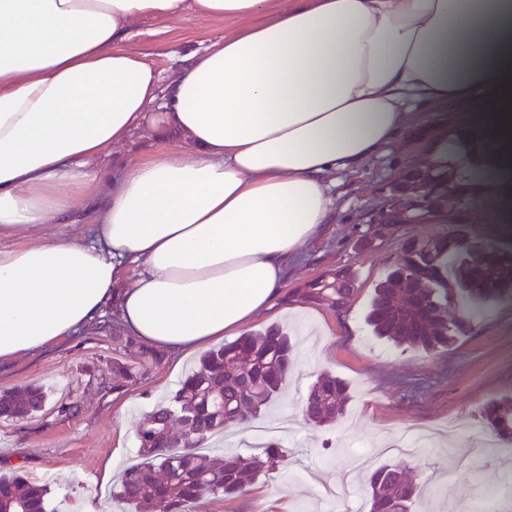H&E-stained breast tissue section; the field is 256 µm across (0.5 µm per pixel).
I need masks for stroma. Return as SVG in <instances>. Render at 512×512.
<instances>
[{
    "mask_svg": "<svg viewBox=\"0 0 512 512\" xmlns=\"http://www.w3.org/2000/svg\"><path fill=\"white\" fill-rule=\"evenodd\" d=\"M239 27L236 21H205L186 10L164 21H135L123 45L167 76L184 67L193 51ZM160 118L159 112L148 113L122 144L93 161L92 169L133 164L166 150L168 141L156 132ZM437 151L434 132L415 124L357 171L337 172L329 224L298 260L289 262L276 310L249 325L253 331L279 327L295 347L285 389L265 416L269 422H288L289 432L277 435L288 459L240 497L209 496L192 512H367L364 475L353 476L334 500L325 497V483L349 468L352 450L376 448L386 437L406 438L418 428L444 429L440 450L383 457L407 465L416 483L446 487L442 498L422 496L415 512H465L492 493L501 500L512 498V472L496 457H488L475 477L450 468L444 454L448 448L468 451L485 438L479 407L512 392V288L475 312L473 333L432 352L403 350L375 336L365 320L375 284L390 271L407 239L458 230L454 224H396L377 236L370 224L384 205L385 187L416 156ZM340 268L358 277L342 309L302 297L304 283ZM197 359V354L184 357L130 336L117 305L107 303L94 324L70 338L0 365V391L33 384L50 391L43 411L0 420V472L21 466L41 478L59 512H81L91 497L103 501L105 512H122L111 487L101 483L104 461L117 454L120 471L137 460L142 414L167 401ZM118 366L127 377L115 374ZM324 371L343 379L350 392L345 415L329 428L301 417L308 387ZM72 402L77 410L61 413V406Z\"/></svg>",
    "mask_w": 512,
    "mask_h": 512,
    "instance_id": "1",
    "label": "stroma"
}]
</instances>
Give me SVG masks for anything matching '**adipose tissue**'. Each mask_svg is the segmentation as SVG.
I'll list each match as a JSON object with an SVG mask.
<instances>
[{
	"label": "adipose tissue",
	"mask_w": 512,
	"mask_h": 512,
	"mask_svg": "<svg viewBox=\"0 0 512 512\" xmlns=\"http://www.w3.org/2000/svg\"><path fill=\"white\" fill-rule=\"evenodd\" d=\"M271 0H0V238L75 210L88 237L0 245V362L62 341L111 300L132 336L192 353L271 309L334 208L328 178L464 107L473 210L512 223V0H294L169 79L132 22ZM165 115L162 155L90 168ZM142 272L119 288L122 268Z\"/></svg>",
	"instance_id": "obj_1"
}]
</instances>
